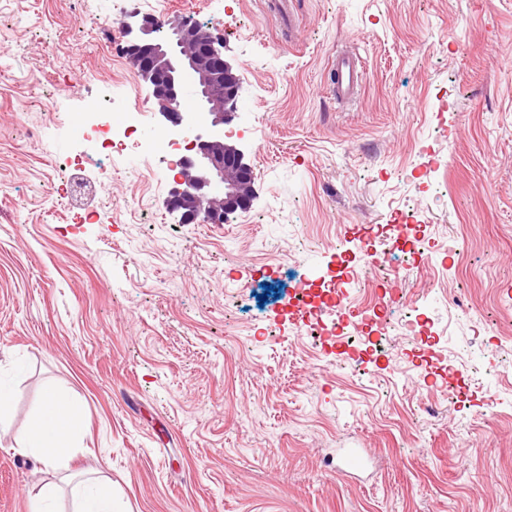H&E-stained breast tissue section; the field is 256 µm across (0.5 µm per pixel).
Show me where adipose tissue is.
<instances>
[{
	"label": "adipose tissue",
	"mask_w": 512,
	"mask_h": 512,
	"mask_svg": "<svg viewBox=\"0 0 512 512\" xmlns=\"http://www.w3.org/2000/svg\"><path fill=\"white\" fill-rule=\"evenodd\" d=\"M44 413L20 434V451L34 458L45 470H58L70 448V439L82 426L79 409L61 392L44 393ZM73 512H121L111 478L93 470L73 487Z\"/></svg>",
	"instance_id": "adipose-tissue-1"
}]
</instances>
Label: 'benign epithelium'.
<instances>
[{
    "instance_id": "obj_1",
    "label": "benign epithelium",
    "mask_w": 512,
    "mask_h": 512,
    "mask_svg": "<svg viewBox=\"0 0 512 512\" xmlns=\"http://www.w3.org/2000/svg\"><path fill=\"white\" fill-rule=\"evenodd\" d=\"M126 53L138 76L152 90L158 113L168 128L185 123L180 111L185 89L201 102L194 125V155L182 160L167 207L184 224H222L252 199L253 172L244 153L224 139L233 121L240 82L224 56V43L190 17L160 34L152 15L130 13L123 21Z\"/></svg>"
}]
</instances>
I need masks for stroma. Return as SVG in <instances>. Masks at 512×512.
<instances>
[{
	"instance_id": "obj_1",
	"label": "stroma",
	"mask_w": 512,
	"mask_h": 512,
	"mask_svg": "<svg viewBox=\"0 0 512 512\" xmlns=\"http://www.w3.org/2000/svg\"><path fill=\"white\" fill-rule=\"evenodd\" d=\"M138 0L196 15L240 78L224 137L253 167L248 209L185 224L149 151L162 128L124 38L95 29L126 0H0V512L66 471L19 432L53 385L80 407L74 467L112 479L122 512H512V0ZM360 57L357 96L331 62ZM98 99L143 105L138 138L99 166L71 135ZM414 214L425 254L398 288L478 369L469 390L385 358L360 364L297 330L295 281L329 279L352 228ZM468 320L448 322L449 302ZM361 448L356 485L331 460Z\"/></svg>"
}]
</instances>
